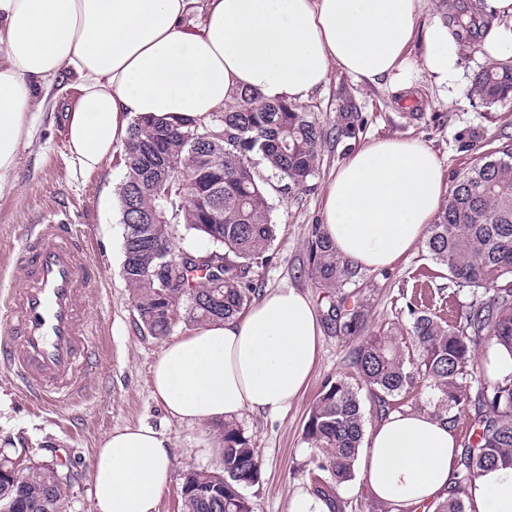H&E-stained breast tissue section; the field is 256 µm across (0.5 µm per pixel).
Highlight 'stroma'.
<instances>
[{
	"label": "stroma",
	"instance_id": "1",
	"mask_svg": "<svg viewBox=\"0 0 512 512\" xmlns=\"http://www.w3.org/2000/svg\"><path fill=\"white\" fill-rule=\"evenodd\" d=\"M490 63L477 41H468L461 52L464 82L446 97L423 77L416 89L399 96L384 86L363 85L332 74L307 104L329 130L335 127L339 113H353L358 134L352 139L327 140L309 190L290 196L270 192L277 234L269 248L270 262L259 271L260 290L294 288L311 304H318V288L301 272L306 262L305 244L314 224L321 221L332 173L352 150L370 139L423 141L437 155L451 183L481 153L512 137V103L488 108L469 94L475 75ZM64 99L55 89L45 95L33 140L20 151L16 186L0 196V266L11 262L29 225L57 211H70L87 254L101 273V284L91 302L93 342L101 366L87 379L84 395L76 404L55 407L32 401L9 368L0 364V448L39 461L62 457L73 471L67 512H96L91 462L100 441L126 425L151 426L169 438L174 448L173 478L162 491L156 512H182L183 473L190 468L217 470L222 466L217 449L200 458L185 454L187 430L169 417L151 394L152 364L167 340L186 335L189 326L178 323L166 337L139 331L137 313L130 304L131 290L122 276L125 229L118 188L126 173L124 150L116 148L94 172H80L66 147ZM442 287L451 293L441 302L444 311L471 300L469 289L456 286L446 268L420 243L392 269L361 270L345 290L364 300L368 322L374 326L399 317L406 296L434 295ZM353 347V342L323 331L317 362L301 397L280 414L248 413L239 418L262 460L260 483L245 490L254 512H290L292 500L310 492L307 468L313 451L303 438L304 424L327 379L346 369Z\"/></svg>",
	"mask_w": 512,
	"mask_h": 512
}]
</instances>
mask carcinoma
<instances>
[{"label":"carcinoma","mask_w":512,"mask_h":512,"mask_svg":"<svg viewBox=\"0 0 512 512\" xmlns=\"http://www.w3.org/2000/svg\"><path fill=\"white\" fill-rule=\"evenodd\" d=\"M456 27L475 34L490 19L449 0ZM483 103L512 99V59L479 72L471 87ZM328 131L308 107L269 101L244 90L204 122L181 118L159 123L137 117L124 147L125 179L118 188L125 225L123 277L139 304L138 328L151 336L169 334L179 322L204 324L238 315L259 292L258 269L269 261L276 236L271 223L268 180L277 178L283 195L308 188ZM187 234L209 244L217 264L189 252L171 288L158 287L146 267H154L147 243L173 250ZM426 248L454 282L472 293L459 319L449 321L429 304L406 303L409 327L386 323L370 332L366 304L345 287L358 272L314 227L306 242L307 274L321 290L322 317L342 340L358 345L348 370L328 379L308 412L304 439L314 449L309 479L312 494L345 512L338 487L352 479L364 435L362 389L384 416L416 399L420 383L434 391L433 413L456 428H469L449 497L436 512H466L468 487L488 467H512V378H498L475 360L482 343L512 352V142L485 154L458 176ZM222 468L200 470L211 483L182 500L183 512H253L243 488L261 479V461L252 438L235 421L222 425ZM25 481L0 496L16 498L17 512H56L64 488L53 469L25 465ZM224 485V498L215 485Z\"/></svg>","instance_id":"obj_1"}]
</instances>
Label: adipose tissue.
Listing matches in <instances>:
<instances>
[{
  "label": "adipose tissue",
  "mask_w": 512,
  "mask_h": 512,
  "mask_svg": "<svg viewBox=\"0 0 512 512\" xmlns=\"http://www.w3.org/2000/svg\"><path fill=\"white\" fill-rule=\"evenodd\" d=\"M426 0H0V194L15 186L40 95L71 81L65 135L74 163L93 171L140 116L205 120L242 90L302 102L332 71L395 89L419 75L441 90L461 78V41L443 19L426 34L421 66L405 51ZM492 19L481 47L512 57V0H484ZM198 27L187 26L192 15ZM447 189L435 153L417 139H376L337 168L322 231L350 265L393 266L426 237ZM321 330L293 288L265 292L244 313L167 343L152 394L198 434L187 455L221 447L220 425L275 414L306 387ZM460 450L431 413L392 412L372 429L359 472L402 512L445 501ZM170 440L139 424L112 430L94 457L96 512H155L172 477ZM467 512H512V468L485 470Z\"/></svg>",
  "instance_id": "obj_1"
}]
</instances>
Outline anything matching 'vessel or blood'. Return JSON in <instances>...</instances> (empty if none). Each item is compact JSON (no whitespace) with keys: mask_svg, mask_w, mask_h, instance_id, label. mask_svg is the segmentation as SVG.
Instances as JSON below:
<instances>
[{"mask_svg":"<svg viewBox=\"0 0 512 512\" xmlns=\"http://www.w3.org/2000/svg\"><path fill=\"white\" fill-rule=\"evenodd\" d=\"M13 267L24 285L0 292V363L37 401L70 405L98 365L89 320L99 269L77 231L57 217L30 225Z\"/></svg>","mask_w":512,"mask_h":512,"instance_id":"b4317fda","label":"vessel or blood"}]
</instances>
